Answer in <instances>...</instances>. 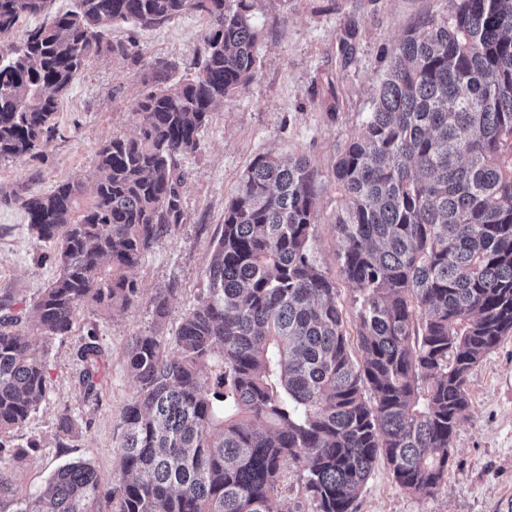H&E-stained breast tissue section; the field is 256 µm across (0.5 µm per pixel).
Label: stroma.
Masks as SVG:
<instances>
[{
	"label": "stroma",
	"mask_w": 512,
	"mask_h": 512,
	"mask_svg": "<svg viewBox=\"0 0 512 512\" xmlns=\"http://www.w3.org/2000/svg\"><path fill=\"white\" fill-rule=\"evenodd\" d=\"M252 19L262 32L258 74L242 94L212 112L200 132V148L179 161L186 175L185 215L171 233L141 257L136 269L139 295L125 309L101 313L82 307L69 335L40 343L48 392L38 410L13 431L10 446L35 451L16 461L0 457L13 476L16 497L38 494L51 474L75 461L90 463L102 482L118 469V421L135 396L127 348L140 333L157 330L167 348L183 317L202 299L206 269L243 172L260 154L305 156L322 179L311 251L316 266L335 281L338 299L354 315L353 291L336 261L333 212L338 191L336 156L361 133L373 88L392 46L425 16L446 18L448 0H250ZM352 30L354 58L343 65L339 41ZM205 16L187 11L156 27L113 26L112 42L136 40L132 59L102 52L90 59L61 97L54 130L38 154L0 159V190L22 196L46 193L56 183L88 178L101 145L137 131L135 109L150 90L154 68L170 63L171 81L193 78L204 53ZM51 245L37 242L17 203L0 202V308L29 317L43 288L56 274ZM171 289L168 313L156 320L152 299ZM95 332L103 352L98 398L84 401L78 380L80 350ZM470 410L453 436L445 482L432 494L400 489L388 467L378 464L356 512H512V338L476 366L467 381ZM70 411L73 437L58 447L57 417Z\"/></svg>",
	"instance_id": "1"
}]
</instances>
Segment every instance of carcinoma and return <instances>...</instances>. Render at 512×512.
I'll use <instances>...</instances> for the list:
<instances>
[{
	"label": "carcinoma",
	"mask_w": 512,
	"mask_h": 512,
	"mask_svg": "<svg viewBox=\"0 0 512 512\" xmlns=\"http://www.w3.org/2000/svg\"><path fill=\"white\" fill-rule=\"evenodd\" d=\"M0 0V158L32 155L78 71L136 41L106 28L208 19L197 74L166 63L138 101V131L98 152L89 181L16 197L34 238L56 246L55 277L27 330L0 317V453L45 398L39 340L65 336L82 306L125 308L142 254L184 217L179 157L197 151L216 105L257 74L248 0ZM385 58L362 132L336 158L334 224L355 291L350 332L336 282L313 262L319 172L305 157L257 155L224 208L204 299L176 350L132 338L137 382L120 418L119 470L104 484L66 464L13 512H271L283 467L304 472L314 512H356L379 462L428 495L448 475L471 371L512 337V0H448ZM45 20L15 42L17 24ZM88 198L79 205L82 198ZM361 359L352 356L351 336ZM81 349L85 397L102 375L95 333ZM218 361L211 385L201 375Z\"/></svg>",
	"instance_id": "1"
}]
</instances>
